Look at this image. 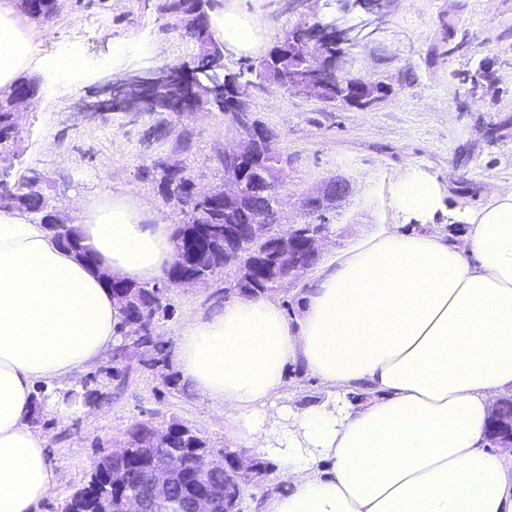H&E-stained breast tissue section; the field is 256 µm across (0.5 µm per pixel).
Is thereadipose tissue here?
<instances>
[{"label": "adipose tissue", "mask_w": 512, "mask_h": 512, "mask_svg": "<svg viewBox=\"0 0 512 512\" xmlns=\"http://www.w3.org/2000/svg\"><path fill=\"white\" fill-rule=\"evenodd\" d=\"M209 23L225 54L264 45L263 24L237 0H216ZM51 37L23 0H0V99L32 72L54 90L85 70L71 50L45 54ZM395 200L414 219L441 207L413 169ZM73 208L94 264L0 206V512H37L54 492L47 438L30 422L35 385L66 383L117 344L123 313L105 275L151 285L177 255L175 225L131 190ZM466 223L453 240L375 225L305 276L296 322L269 295L181 326L182 379L234 436L270 450L288 484L265 512H512V455L486 441L495 400L512 390V194ZM291 363L369 399L278 404Z\"/></svg>", "instance_id": "adipose-tissue-1"}]
</instances>
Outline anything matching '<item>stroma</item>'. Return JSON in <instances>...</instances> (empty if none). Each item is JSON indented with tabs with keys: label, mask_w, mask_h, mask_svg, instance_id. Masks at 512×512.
Here are the masks:
<instances>
[{
	"label": "stroma",
	"mask_w": 512,
	"mask_h": 512,
	"mask_svg": "<svg viewBox=\"0 0 512 512\" xmlns=\"http://www.w3.org/2000/svg\"><path fill=\"white\" fill-rule=\"evenodd\" d=\"M162 0H59L49 19L53 38L46 52L78 48L90 70L69 88L43 92L22 119L18 145L6 179L14 187L34 177L53 204L129 187L152 204L163 220L178 223L176 204L166 202L155 183L140 171L159 161L184 160L195 181L209 188L224 181L218 161L234 139L223 112L212 109L181 117L133 108L99 110L110 98L113 76L177 63L194 57L192 34L160 9ZM242 10L269 23L266 49L285 33L311 27L327 13V0H238ZM146 37L161 54L133 56L115 64L112 44ZM341 72L379 84L369 105L300 97L269 85L256 90L251 108L273 133L287 162L286 202L277 225L309 224L302 206L321 183L340 177L351 193L336 209L324 212L329 232L321 255L346 248L376 224L401 231L462 233L464 216L478 210L491 194L512 193V0H391L381 23L338 61ZM495 73L485 85L483 68ZM164 126L165 137L154 129ZM190 136V151L176 143ZM416 168L439 186L443 211L420 224L406 221L392 201L394 184ZM224 275L206 285L171 288V316L159 323L164 339L176 341L182 324L218 306ZM104 356L70 385L37 386L36 425L47 437L58 473L53 495L39 512H58L60 503L87 480L98 457L124 445L128 429L150 420H178L200 431L216 447H242L208 400L187 384L166 385L163 370L142 363L136 353L123 361L126 375L104 372ZM280 402L296 408L325 400L321 382L301 366L288 365ZM69 405L67 420L48 409L49 399ZM251 456L266 462L262 477L246 486L239 512H263L267 499L285 491L272 455L257 448Z\"/></svg>",
	"instance_id": "35a3bbf8"
}]
</instances>
